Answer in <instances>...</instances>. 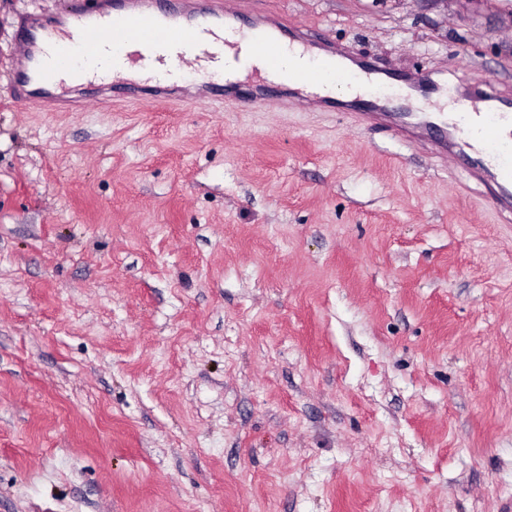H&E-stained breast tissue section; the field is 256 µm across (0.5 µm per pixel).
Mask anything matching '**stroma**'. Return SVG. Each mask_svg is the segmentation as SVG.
<instances>
[{
    "mask_svg": "<svg viewBox=\"0 0 512 512\" xmlns=\"http://www.w3.org/2000/svg\"><path fill=\"white\" fill-rule=\"evenodd\" d=\"M512 97V0H266ZM0 0V512H512V223L491 172L284 88L26 108Z\"/></svg>",
    "mask_w": 512,
    "mask_h": 512,
    "instance_id": "stroma-1",
    "label": "stroma"
}]
</instances>
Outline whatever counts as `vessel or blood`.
<instances>
[{
  "mask_svg": "<svg viewBox=\"0 0 512 512\" xmlns=\"http://www.w3.org/2000/svg\"><path fill=\"white\" fill-rule=\"evenodd\" d=\"M262 0H247L237 7L230 0H203L197 10L186 9L184 0H71L69 16L73 29L84 32L82 42H75L73 29L57 28L55 42L38 48V35L25 27L23 43L27 54L38 55L37 73L15 72L12 79L15 100L23 106H37L56 97L66 87L94 86L95 101L112 98L140 105H158L163 100L164 87L151 80L121 77L117 71L126 62L138 58L140 52L156 54L165 59L168 54L196 52L211 63L212 81L209 94L214 102H230L257 107L273 94L268 80L253 77L242 82L234 91L224 90V51L216 46V31L230 33L242 27L243 16L252 19L249 25L253 55L263 57L271 70L279 72L283 82L291 85L311 84L323 76L341 73L347 83H359L362 75L371 73L369 63L338 70L335 55L314 58L306 69H283L279 44L297 43L304 48L319 44V34L310 26H298L270 19ZM107 33L110 42L99 49L96 38ZM456 112L450 117H435L426 112H407L394 117L386 113V102L371 95H355L343 107L353 119L383 123L392 136L408 140L411 132L432 134L441 155L453 152L459 135L472 137L481 160L493 168L503 189L499 200L502 209L512 210V139L500 135L503 126H512V102L502 99L488 110H480L464 87L463 79L449 86Z\"/></svg>",
  "mask_w": 512,
  "mask_h": 512,
  "instance_id": "b4317fda",
  "label": "vessel or blood"
}]
</instances>
